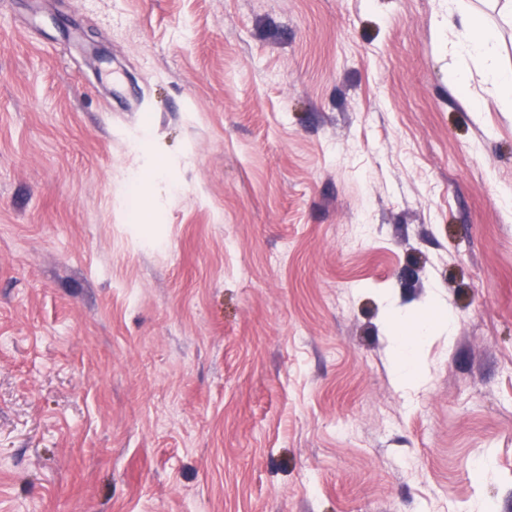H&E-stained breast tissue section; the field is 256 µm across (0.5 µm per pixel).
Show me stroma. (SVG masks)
I'll return each instance as SVG.
<instances>
[{
	"instance_id": "35a3bbf8",
	"label": "stroma",
	"mask_w": 512,
	"mask_h": 512,
	"mask_svg": "<svg viewBox=\"0 0 512 512\" xmlns=\"http://www.w3.org/2000/svg\"><path fill=\"white\" fill-rule=\"evenodd\" d=\"M447 14L0 0V512H512V102Z\"/></svg>"
}]
</instances>
